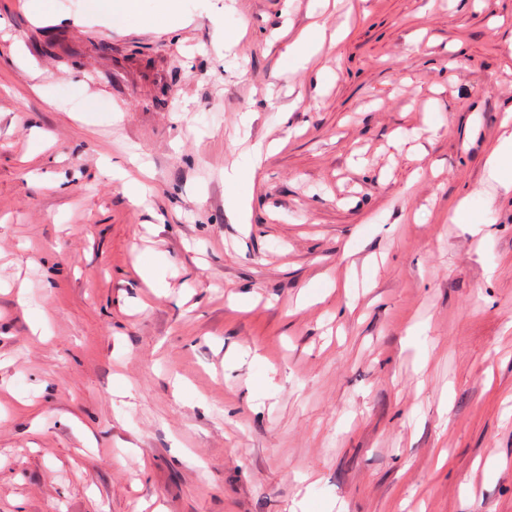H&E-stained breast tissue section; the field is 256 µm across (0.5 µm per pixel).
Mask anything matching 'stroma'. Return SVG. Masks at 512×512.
Here are the masks:
<instances>
[{"mask_svg":"<svg viewBox=\"0 0 512 512\" xmlns=\"http://www.w3.org/2000/svg\"><path fill=\"white\" fill-rule=\"evenodd\" d=\"M510 110L512 0H0V512H512ZM319 46L314 37L302 35L293 42L288 43L286 54L300 67L307 65L312 56L317 53Z\"/></svg>","mask_w":512,"mask_h":512,"instance_id":"35a3bbf8","label":"stroma"}]
</instances>
